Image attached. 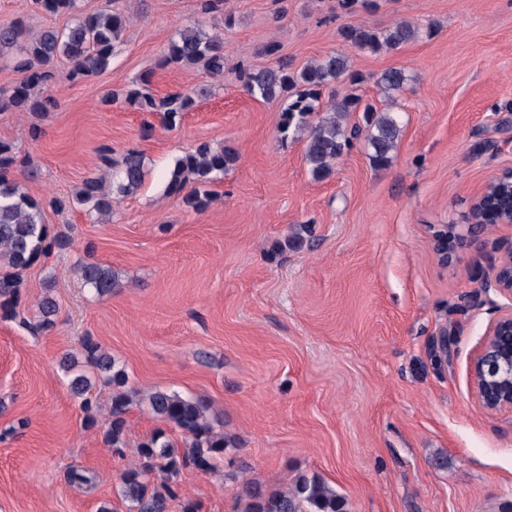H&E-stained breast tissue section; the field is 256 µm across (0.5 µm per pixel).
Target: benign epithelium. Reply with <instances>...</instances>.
<instances>
[{
    "label": "benign epithelium",
    "mask_w": 512,
    "mask_h": 512,
    "mask_svg": "<svg viewBox=\"0 0 512 512\" xmlns=\"http://www.w3.org/2000/svg\"><path fill=\"white\" fill-rule=\"evenodd\" d=\"M491 183L498 184V195L487 202L488 191L481 192L474 203L470 223L459 232L448 225L432 227L437 254L448 259V237L457 243L478 240L483 223L512 224V168L497 173ZM494 292L512 302V247L494 258V276L484 285V292ZM472 395L489 414L512 412V305L500 310L489 324L481 346L470 362Z\"/></svg>",
    "instance_id": "1"
}]
</instances>
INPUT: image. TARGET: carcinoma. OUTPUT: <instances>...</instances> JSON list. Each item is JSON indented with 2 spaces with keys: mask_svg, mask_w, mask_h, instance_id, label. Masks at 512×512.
<instances>
[{
  "mask_svg": "<svg viewBox=\"0 0 512 512\" xmlns=\"http://www.w3.org/2000/svg\"><path fill=\"white\" fill-rule=\"evenodd\" d=\"M50 13H66L75 8L76 0H35ZM128 17L104 9L77 20L65 29L54 27L27 33L21 21L0 23V60L11 56L24 79L10 90H0V110L13 108L21 112L47 111V100L37 94L39 87L53 79V66L63 61L70 66L74 79L90 77L108 69L120 42ZM347 45L369 54L392 52L415 41L421 29L410 21L401 20L388 27L366 24L348 25L341 30ZM167 62L185 68L203 65L216 76L224 74V45L217 35L205 33L198 25L188 26L178 33L168 49ZM243 89L253 98L278 101L281 105L279 130L303 138L304 161L316 181L329 178L336 161L351 146L354 139L365 135L370 149L369 159L386 166L393 159L402 126L393 107V94L401 91L410 76L401 68H390L377 78L376 85L384 93L387 104L378 109L362 104V98L351 94L340 100L322 101L323 92L336 83L352 85L361 77L352 70L350 58L343 52L328 54L310 62L299 71L284 64L258 70H241ZM121 101L140 112L163 113L171 127L182 120L194 105L187 92H175L165 99L155 97L147 80L136 82L123 93L112 94V102ZM362 111L365 127H347L343 120L350 112ZM105 170L85 178L79 187L75 204L83 207L96 222L112 216V206L121 198L138 191L145 180L142 156L136 151L126 153L114 162L103 153ZM238 160L230 148L198 144L179 158L171 170L169 189L185 191L188 182L195 186L186 191L184 203L200 211L212 199L210 187L224 177V172ZM22 161L15 149L0 142V311L3 316L16 317L21 299V272L42 257L62 250L66 241L51 233L44 222V205L31 197L13 173ZM82 283L99 295L106 296L120 287L112 268L88 259L78 266ZM57 305L47 296L37 305L34 328L47 332L55 327ZM83 367L64 359L62 367L69 374V390L80 399L87 426L98 423L92 396L96 381L121 388L112 395L108 420L105 423V443L114 448L124 442L126 413L132 403L122 390L128 382L125 369L119 366L101 344L88 336L81 345ZM154 418L164 426L178 431L180 439H171L158 429L136 450L137 462L121 477L117 498L129 505L132 512H168L175 500H180L182 512H198L195 501L181 499L180 478L183 471L193 468L209 471L215 457L224 454L230 443L218 431L215 420L208 415L209 407L202 399L176 391L158 390L148 397ZM239 512H348L346 500L322 478L300 476L283 490L267 491L255 480L242 481Z\"/></svg>",
  "mask_w": 512,
  "mask_h": 512,
  "instance_id": "obj_1",
  "label": "carcinoma"
}]
</instances>
